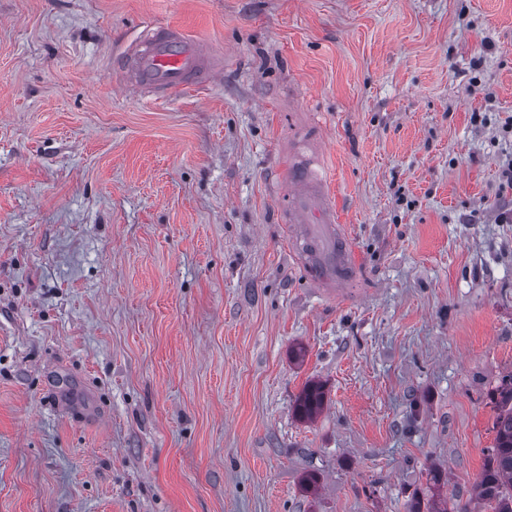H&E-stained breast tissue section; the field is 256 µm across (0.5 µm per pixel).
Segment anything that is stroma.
Listing matches in <instances>:
<instances>
[{"label": "stroma", "instance_id": "35a3bbf8", "mask_svg": "<svg viewBox=\"0 0 512 512\" xmlns=\"http://www.w3.org/2000/svg\"><path fill=\"white\" fill-rule=\"evenodd\" d=\"M158 24L223 72L119 84ZM511 117L512 0H0V512H408L433 468L468 503L512 373ZM299 136L344 297L279 221ZM326 393L321 383L312 382L304 387L298 397L296 409L302 419H313L325 404Z\"/></svg>", "mask_w": 512, "mask_h": 512}]
</instances>
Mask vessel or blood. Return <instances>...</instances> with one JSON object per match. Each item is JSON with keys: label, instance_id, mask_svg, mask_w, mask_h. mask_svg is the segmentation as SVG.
<instances>
[{"label": "vessel or blood", "instance_id": "1", "mask_svg": "<svg viewBox=\"0 0 512 512\" xmlns=\"http://www.w3.org/2000/svg\"><path fill=\"white\" fill-rule=\"evenodd\" d=\"M223 62L174 26L147 28L116 56L115 75L125 86L167 101L206 84ZM287 177L294 185L282 223L293 225V253L310 280L325 293L341 295L356 272V257L336 215L326 182L300 160Z\"/></svg>", "mask_w": 512, "mask_h": 512}]
</instances>
